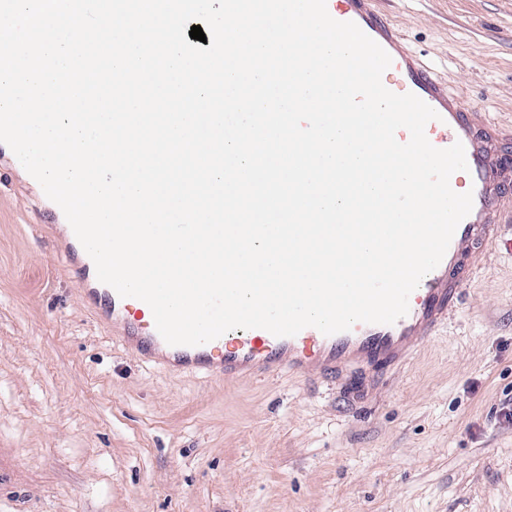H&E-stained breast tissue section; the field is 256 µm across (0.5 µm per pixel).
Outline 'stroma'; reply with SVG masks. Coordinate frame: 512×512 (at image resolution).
<instances>
[{
  "label": "stroma",
  "instance_id": "1",
  "mask_svg": "<svg viewBox=\"0 0 512 512\" xmlns=\"http://www.w3.org/2000/svg\"><path fill=\"white\" fill-rule=\"evenodd\" d=\"M512 162V0H375ZM0 145V512H512V221L401 366L215 382L112 341Z\"/></svg>",
  "mask_w": 512,
  "mask_h": 512
}]
</instances>
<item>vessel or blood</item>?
Instances as JSON below:
<instances>
[{"label": "vessel or blood", "instance_id": "vessel-or-blood-1", "mask_svg": "<svg viewBox=\"0 0 512 512\" xmlns=\"http://www.w3.org/2000/svg\"><path fill=\"white\" fill-rule=\"evenodd\" d=\"M326 7L332 18L356 23L390 55L392 64L382 75L388 90L414 94L437 112V119L425 127L431 145L446 149L463 144L467 168L451 175L450 186L458 193L472 192V210L456 228L440 264L410 294L408 314L391 325L358 322L349 331L333 335L307 327L290 337L258 328L232 329L202 345L172 346L157 331L147 303L120 297L110 287L85 286L87 299L102 297L110 302L113 336L159 370L201 371L230 380L283 370L310 375L351 366H399L419 342L435 332L467 286L472 267L465 255L478 252L491 237L502 202L498 186L506 177L498 135L476 113L461 111L445 83L405 51L396 29L379 16L373 0H326Z\"/></svg>", "mask_w": 512, "mask_h": 512}]
</instances>
